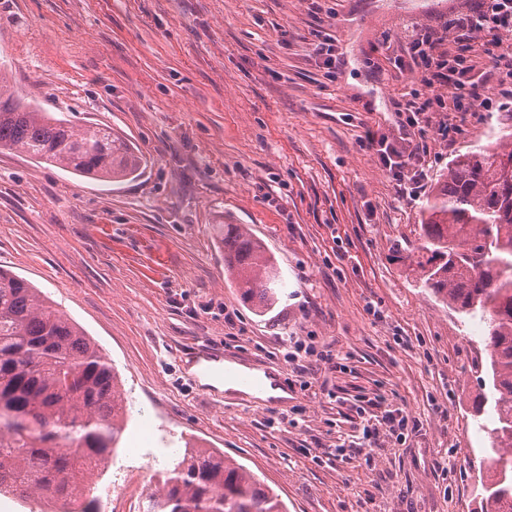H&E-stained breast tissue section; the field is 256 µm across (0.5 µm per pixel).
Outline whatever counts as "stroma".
Instances as JSON below:
<instances>
[{
    "mask_svg": "<svg viewBox=\"0 0 512 512\" xmlns=\"http://www.w3.org/2000/svg\"><path fill=\"white\" fill-rule=\"evenodd\" d=\"M437 2L0 0L9 92L74 129L110 128L142 159L111 185L0 149V267L83 327L128 401L95 493L144 465L165 472L191 444L245 466L288 512H473L492 473L494 412H474L487 325L436 300L402 258L441 170L496 141L512 97L487 86L471 111L429 113L401 139L395 102L435 97L395 66L409 24L442 29L474 0ZM326 36L331 71L315 51ZM369 130L421 149L416 196ZM223 224L275 259L284 286L264 312L224 271ZM196 342L275 369L287 401L191 385L175 354ZM296 343L332 363L300 374ZM390 405L416 429L355 453Z\"/></svg>",
    "mask_w": 512,
    "mask_h": 512,
    "instance_id": "stroma-1",
    "label": "stroma"
}]
</instances>
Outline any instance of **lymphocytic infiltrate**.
Listing matches in <instances>:
<instances>
[{
	"label": "lymphocytic infiltrate",
	"instance_id": "1",
	"mask_svg": "<svg viewBox=\"0 0 512 512\" xmlns=\"http://www.w3.org/2000/svg\"><path fill=\"white\" fill-rule=\"evenodd\" d=\"M446 28L455 44L462 47L483 36L493 65L476 68L459 54L441 49L429 32L409 35L404 54L410 66L419 68L421 82L437 90V103L458 102L463 88L468 89L471 98H478L490 83L512 92V49L507 46L512 39V0H475L468 14L448 20ZM378 159L396 181L418 185L425 176L418 151L403 154L384 144L378 150Z\"/></svg>",
	"mask_w": 512,
	"mask_h": 512
}]
</instances>
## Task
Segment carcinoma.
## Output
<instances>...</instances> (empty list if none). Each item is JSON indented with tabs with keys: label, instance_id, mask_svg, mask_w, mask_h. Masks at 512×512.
I'll return each instance as SVG.
<instances>
[{
	"label": "carcinoma",
	"instance_id": "cac0c4a2",
	"mask_svg": "<svg viewBox=\"0 0 512 512\" xmlns=\"http://www.w3.org/2000/svg\"><path fill=\"white\" fill-rule=\"evenodd\" d=\"M0 148L103 182L140 170L125 139L103 127L76 131L7 93L0 75ZM408 273L460 317L488 324L485 372L492 403L494 475L480 512H512V141L475 145L440 174L423 210ZM224 268L258 309L281 282L262 243L224 225ZM112 364L92 338L26 279L0 268V492L66 502L84 487L80 512H96L92 478L122 433ZM145 512H288L256 475L216 451L186 452L166 471Z\"/></svg>",
	"mask_w": 512,
	"mask_h": 512
}]
</instances>
